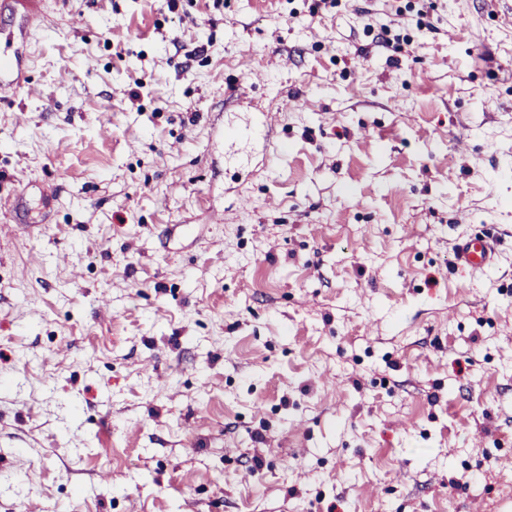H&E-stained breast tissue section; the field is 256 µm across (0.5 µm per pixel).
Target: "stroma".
<instances>
[{
  "mask_svg": "<svg viewBox=\"0 0 512 512\" xmlns=\"http://www.w3.org/2000/svg\"><path fill=\"white\" fill-rule=\"evenodd\" d=\"M35 5L0 512H512V0ZM279 109V101L277 99L272 100L266 111L256 115L244 128L235 130L234 137L258 138L267 135L275 125L276 114ZM456 262L472 271L488 268L495 260L494 241L482 238H463L454 249Z\"/></svg>",
  "mask_w": 512,
  "mask_h": 512,
  "instance_id": "obj_1",
  "label": "stroma"
}]
</instances>
